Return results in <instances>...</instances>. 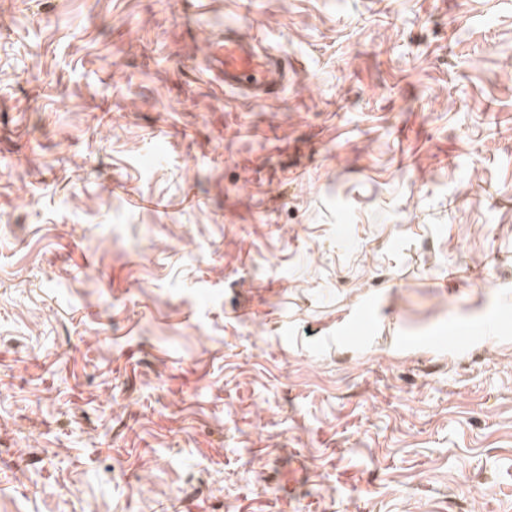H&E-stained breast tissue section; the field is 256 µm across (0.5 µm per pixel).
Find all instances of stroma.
Wrapping results in <instances>:
<instances>
[{
    "instance_id": "1",
    "label": "stroma",
    "mask_w": 512,
    "mask_h": 512,
    "mask_svg": "<svg viewBox=\"0 0 512 512\" xmlns=\"http://www.w3.org/2000/svg\"><path fill=\"white\" fill-rule=\"evenodd\" d=\"M0 512H512V0H0ZM213 60L224 75V91L266 99L282 87L281 72L274 56L259 52L237 31L225 29L224 41L213 43Z\"/></svg>"
}]
</instances>
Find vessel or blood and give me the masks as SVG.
Wrapping results in <instances>:
<instances>
[{"label":"vessel or blood","instance_id":"1","mask_svg":"<svg viewBox=\"0 0 512 512\" xmlns=\"http://www.w3.org/2000/svg\"><path fill=\"white\" fill-rule=\"evenodd\" d=\"M212 56L224 76V88L262 100L282 86L281 72L274 56L257 51L237 32L225 31L223 41L213 43Z\"/></svg>","mask_w":512,"mask_h":512}]
</instances>
